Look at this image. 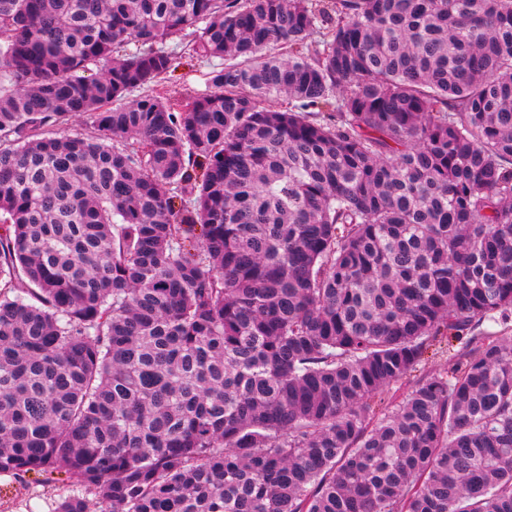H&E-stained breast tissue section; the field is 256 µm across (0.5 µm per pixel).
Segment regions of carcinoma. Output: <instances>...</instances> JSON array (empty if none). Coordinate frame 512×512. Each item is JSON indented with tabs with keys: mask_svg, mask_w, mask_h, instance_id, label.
I'll return each instance as SVG.
<instances>
[{
	"mask_svg": "<svg viewBox=\"0 0 512 512\" xmlns=\"http://www.w3.org/2000/svg\"><path fill=\"white\" fill-rule=\"evenodd\" d=\"M0 472L512 512V0H0ZM218 60L206 59L188 61L180 64L169 79L159 87L163 96L171 100H188L206 89L207 74L213 69Z\"/></svg>",
	"mask_w": 512,
	"mask_h": 512,
	"instance_id": "carcinoma-1",
	"label": "carcinoma"
}]
</instances>
